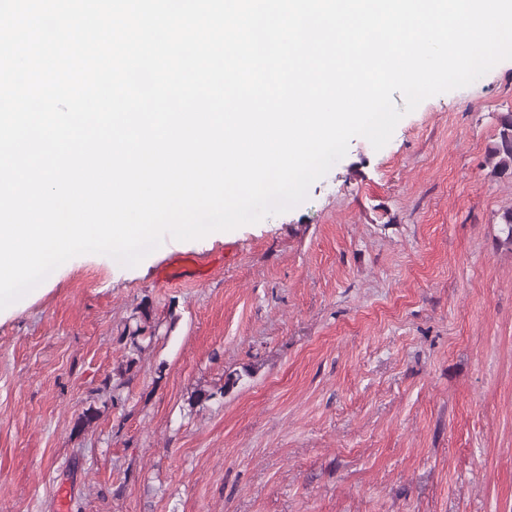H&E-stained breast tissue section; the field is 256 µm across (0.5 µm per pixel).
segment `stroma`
<instances>
[{
    "instance_id": "stroma-1",
    "label": "stroma",
    "mask_w": 512,
    "mask_h": 512,
    "mask_svg": "<svg viewBox=\"0 0 512 512\" xmlns=\"http://www.w3.org/2000/svg\"><path fill=\"white\" fill-rule=\"evenodd\" d=\"M508 112L512 60L382 149L353 138L285 213L134 267L74 257L0 311V512H512ZM178 251L209 275L159 283ZM495 159L493 173L499 177H512V113L500 117L498 137L489 150ZM139 315L137 317L133 316V319H136V328L131 332L128 331L126 335L127 328H125L124 335L122 338L126 340V345H128L129 355H127V360L124 364H122L119 375L124 376L132 372L133 368L137 366L139 363L142 354L145 352L146 348L149 346L154 333L151 331L149 336H145L144 333L146 331V326H141L139 322L143 321L145 324L149 320V311L146 307L139 311ZM148 339V343L145 345V342Z\"/></svg>"
}]
</instances>
